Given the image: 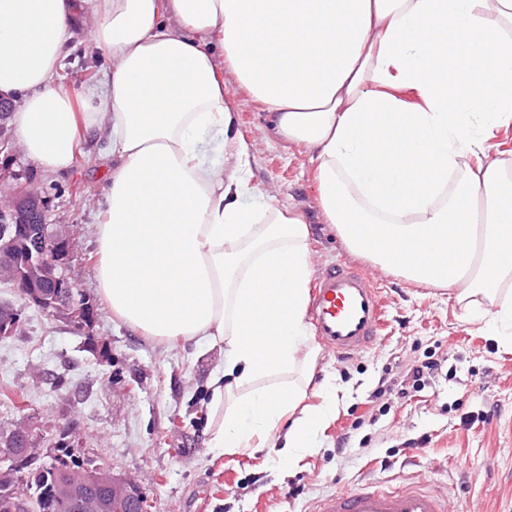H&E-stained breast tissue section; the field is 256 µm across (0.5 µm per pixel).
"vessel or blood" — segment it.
<instances>
[{
    "label": "vessel or blood",
    "mask_w": 512,
    "mask_h": 512,
    "mask_svg": "<svg viewBox=\"0 0 512 512\" xmlns=\"http://www.w3.org/2000/svg\"><path fill=\"white\" fill-rule=\"evenodd\" d=\"M318 341L348 358L377 339L383 300L364 271L339 263L315 280L309 308ZM312 512H448V498L428 488L385 489L371 483L317 500Z\"/></svg>",
    "instance_id": "vessel-or-blood-1"
}]
</instances>
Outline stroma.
<instances>
[{
  "instance_id": "35a3bbf8",
  "label": "stroma",
  "mask_w": 512,
  "mask_h": 512,
  "mask_svg": "<svg viewBox=\"0 0 512 512\" xmlns=\"http://www.w3.org/2000/svg\"><path fill=\"white\" fill-rule=\"evenodd\" d=\"M93 18L79 14L67 60V87L92 93L112 63L94 44ZM99 78L84 80L83 66ZM227 92L235 127L250 150L251 184L309 226L315 270L345 262L371 273L385 300L373 346L341 359L320 348L314 384L340 397L319 446L296 466L264 446L228 455L211 447V388L224 349L135 334L114 318L95 279V226L109 183L107 133L81 142L82 162L44 171L17 152L8 163L49 196L50 221L79 242L78 287L98 309L93 333L112 356L102 364L83 347L84 333L26 305L0 285V302L21 310L24 325L0 340V381L23 390L17 407L0 405V428L31 421L44 445L70 426L115 474L135 482L152 512H310L319 498L361 481L425 485L447 495L451 512H512V345L485 323L464 317L447 290L418 287L349 252L319 205L309 151L267 126L264 106L238 85ZM437 363L414 380L411 369ZM418 450H409V442Z\"/></svg>"
}]
</instances>
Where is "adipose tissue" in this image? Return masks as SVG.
I'll return each mask as SVG.
<instances>
[{
    "label": "adipose tissue",
    "mask_w": 512,
    "mask_h": 512,
    "mask_svg": "<svg viewBox=\"0 0 512 512\" xmlns=\"http://www.w3.org/2000/svg\"><path fill=\"white\" fill-rule=\"evenodd\" d=\"M87 5L112 69L80 97L55 75ZM228 74L311 151L351 252L448 289L511 344L512 173L486 144L512 125V0H0V92L22 99L26 156L63 171L81 133L109 132L99 296L138 335L223 345L211 447L270 440L294 465L338 406L332 388L306 401L309 226L251 187ZM296 369L300 382L279 383Z\"/></svg>",
    "instance_id": "obj_1"
}]
</instances>
